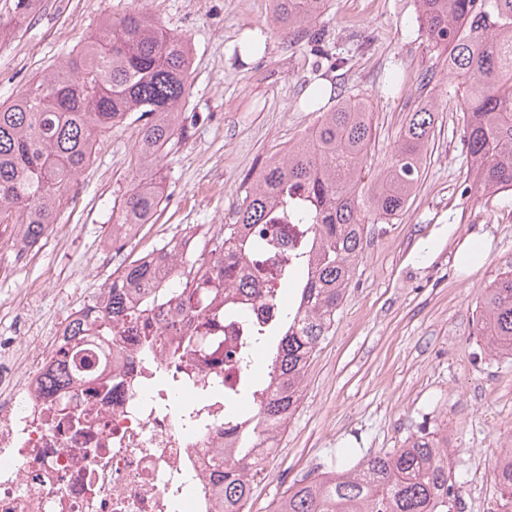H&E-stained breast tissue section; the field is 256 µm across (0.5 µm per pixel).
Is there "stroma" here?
<instances>
[{
	"label": "stroma",
	"mask_w": 512,
	"mask_h": 512,
	"mask_svg": "<svg viewBox=\"0 0 512 512\" xmlns=\"http://www.w3.org/2000/svg\"><path fill=\"white\" fill-rule=\"evenodd\" d=\"M17 0H0V102L12 101L96 31L105 16L137 7L192 48L189 94L179 131L164 158L170 200L124 250L103 258L100 247L139 180L140 123L128 118L96 146L67 193L55 224L32 262L17 264L0 237V336L18 333L12 301L41 284L40 322L50 327L68 302L93 298L112 273L185 230L230 224L262 166L316 124L304 105L310 85L367 101L374 140L363 180L372 186L386 167L409 110L420 101L422 74L440 72L444 54L419 36L415 0H329L317 26L343 69L317 66L306 41L273 21L272 0H30L18 22ZM262 32V53L234 49ZM409 77L405 92L386 97L392 73ZM435 136L421 181L390 223L368 229L362 255L329 335L304 379L299 407L264 473L248 512H273L290 482L401 447L429 431L446 438L449 466L468 512L500 498L494 459L512 441V358L494 356L476 333L477 302L512 269V197L490 201L462 194L470 182L459 141L456 100L447 83L434 87ZM492 241L488 260L460 270L453 257L467 238Z\"/></svg>",
	"instance_id": "stroma-1"
}]
</instances>
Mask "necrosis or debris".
<instances>
[{
    "label": "necrosis or debris",
    "instance_id": "necrosis-or-debris-1",
    "mask_svg": "<svg viewBox=\"0 0 512 512\" xmlns=\"http://www.w3.org/2000/svg\"><path fill=\"white\" fill-rule=\"evenodd\" d=\"M195 257L209 271L224 270L223 253L201 250L191 231L162 262V282L183 284L186 261ZM234 273L260 292L216 328L179 317L174 301L113 322L109 363L70 399L80 415L75 423L36 381L69 320L94 321L102 303L72 305L43 335L35 330L39 298H28L20 312L26 343L0 336V512H223L210 457L224 445V393L240 379L233 352L252 326L278 319L266 295L271 281L256 278L247 261ZM86 448L98 451L89 466L81 458Z\"/></svg>",
    "mask_w": 512,
    "mask_h": 512
}]
</instances>
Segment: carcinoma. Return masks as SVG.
Here are the masks:
<instances>
[{"label": "carcinoma", "mask_w": 512, "mask_h": 512, "mask_svg": "<svg viewBox=\"0 0 512 512\" xmlns=\"http://www.w3.org/2000/svg\"><path fill=\"white\" fill-rule=\"evenodd\" d=\"M328 0H273L275 22L290 34H303L317 47L324 39L315 21ZM417 32L445 52L443 71L458 98L461 144L473 189L487 200L512 194V0H416ZM191 45L134 9L106 19L49 75L33 81L9 103L0 104V225L10 243L32 247L55 223L68 185L89 164L100 136L131 115L141 121L137 165L145 173L121 211L122 224H148L165 203L159 162L177 135L180 109L188 93ZM434 76L419 83L421 104L408 113L388 165L362 196L358 188L373 139L371 112L360 100L343 99L324 112L280 160L269 161L246 191L232 224L218 230L229 255L257 266L267 245L248 235L254 224H303L296 262L284 280L296 291L284 307L276 335L254 327L237 353L241 383L229 399L252 400L249 414H229L239 429L235 447L216 453L213 469L224 512H246L257 475L256 448L275 447L299 406L301 384L313 354L328 336L362 254L368 223L388 224L413 194L430 141L435 108ZM157 270L145 257L129 261L101 288L104 311L96 335L79 319L67 342L80 351L92 347L99 358L112 345V321L141 316L171 299L213 325L221 313L212 301L224 297V311L235 309L225 278L207 277L204 288H157L132 310L128 295L148 287ZM477 329L491 353L512 356V269L485 289ZM269 359L265 387L247 377L254 355ZM69 352L53 356L40 378V392L64 399L83 381ZM445 442L420 433L403 447L368 455L350 468L339 465L310 473L289 485L274 512H460L458 492ZM495 479L504 508L512 507V450L500 453Z\"/></svg>", "instance_id": "carcinoma-1"}]
</instances>
